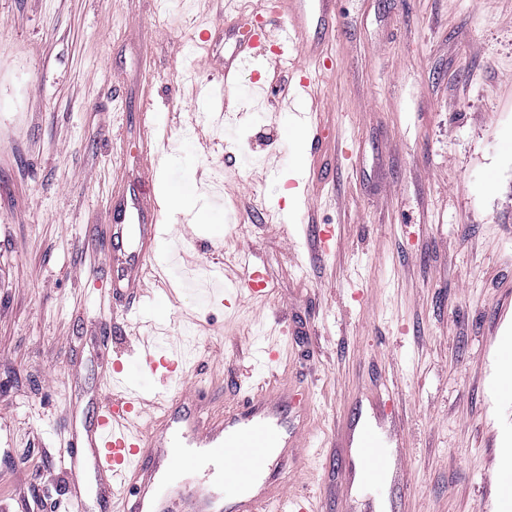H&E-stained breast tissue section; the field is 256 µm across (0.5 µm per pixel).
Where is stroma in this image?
I'll list each match as a JSON object with an SVG mask.
<instances>
[{
	"label": "stroma",
	"instance_id": "35a3bbf8",
	"mask_svg": "<svg viewBox=\"0 0 512 512\" xmlns=\"http://www.w3.org/2000/svg\"><path fill=\"white\" fill-rule=\"evenodd\" d=\"M229 1L256 4L0 0V512H71L62 450L146 334L166 357L180 337L212 410L273 381L309 391L315 445L287 488L319 512H342L335 440L362 396L389 403L410 483L375 512H512V0H340L336 73L311 74L328 172L313 182L275 98L298 71L246 64L267 95L215 117L194 97ZM145 129L156 192L186 193L161 210L159 311L114 305L103 260ZM242 245L264 302H225L210 278L239 277Z\"/></svg>",
	"mask_w": 512,
	"mask_h": 512
}]
</instances>
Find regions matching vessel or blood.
Segmentation results:
<instances>
[{
  "label": "vessel or blood",
  "mask_w": 512,
  "mask_h": 512,
  "mask_svg": "<svg viewBox=\"0 0 512 512\" xmlns=\"http://www.w3.org/2000/svg\"><path fill=\"white\" fill-rule=\"evenodd\" d=\"M340 27L336 0H275L270 15L236 40L220 68L223 82L197 89L198 97L222 102L238 92L244 65L264 55L276 43L279 62L297 65L306 61L321 71L333 63L328 47ZM281 95L300 124H307L316 108L309 78L283 87ZM156 166L152 150L143 153V184L122 194L112 214V238L122 249L106 254L112 266V288L119 295H134L141 277L156 255L166 227L160 222V206L146 180ZM264 275L245 268L235 282L237 295L263 296ZM144 374L159 368L188 376V369L159 357L152 342H143L137 360ZM305 394L281 386L245 397L220 414L209 413L202 394L194 387L176 390L128 388L125 394L106 398L73 448L67 449L73 475L70 506L78 512L84 485L79 457L90 452L95 460L101 495L117 502L120 512H315L309 496L289 494L280 481L289 462L299 461L305 446V422L289 417L293 404H303ZM346 446L364 466V483L382 493L391 476L393 451L379 426L358 425L346 437ZM199 473L190 485H174L172 471Z\"/></svg>",
  "instance_id": "obj_1"
}]
</instances>
